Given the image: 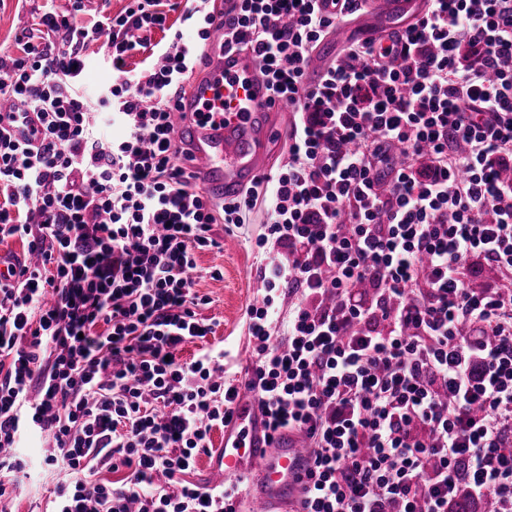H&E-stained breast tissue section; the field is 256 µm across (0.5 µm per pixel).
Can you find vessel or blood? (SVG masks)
<instances>
[{
	"label": "vessel or blood",
	"instance_id": "b4317fda",
	"mask_svg": "<svg viewBox=\"0 0 512 512\" xmlns=\"http://www.w3.org/2000/svg\"><path fill=\"white\" fill-rule=\"evenodd\" d=\"M427 7V0H369L355 23L336 27L333 40L340 50L357 36L388 41L395 34L393 18L415 22ZM272 98L260 61L249 52L225 54L217 49L191 81L175 138L211 200L224 202L240 196L270 168L273 134L282 123L281 107ZM214 106L223 107V115L203 120V113ZM0 126L22 143L38 142L34 114L23 119L14 112L0 114ZM206 469L217 479L244 481L247 499L257 505L258 512H291L308 460L296 435L283 431L268 437L256 393L242 386L233 403L232 420L219 448L208 455Z\"/></svg>",
	"mask_w": 512,
	"mask_h": 512
}]
</instances>
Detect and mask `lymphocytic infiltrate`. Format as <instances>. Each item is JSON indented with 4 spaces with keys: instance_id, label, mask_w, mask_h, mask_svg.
Segmentation results:
<instances>
[{
    "instance_id": "f902f5d3",
    "label": "lymphocytic infiltrate",
    "mask_w": 512,
    "mask_h": 512,
    "mask_svg": "<svg viewBox=\"0 0 512 512\" xmlns=\"http://www.w3.org/2000/svg\"><path fill=\"white\" fill-rule=\"evenodd\" d=\"M164 2L85 25L73 0L0 53V100L43 133L0 127V239L30 254L0 283V512L30 435L58 478L48 512H242L240 485L186 479L232 416L224 354L180 352L212 331L196 251L259 205L243 374L311 461L302 512H512V0H429L313 86L311 52L368 0H199L194 39L155 48ZM217 26L293 114L287 163L228 204L173 136ZM99 42L114 78L89 94ZM2 116V127L6 128L16 139L28 145H36L38 134L34 131L39 129L36 117L31 112L27 114L23 124L18 120L17 112L0 111Z\"/></svg>"
}]
</instances>
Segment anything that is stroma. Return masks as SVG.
Wrapping results in <instances>:
<instances>
[{
  "instance_id": "35a3bbf8",
  "label": "stroma",
  "mask_w": 512,
  "mask_h": 512,
  "mask_svg": "<svg viewBox=\"0 0 512 512\" xmlns=\"http://www.w3.org/2000/svg\"><path fill=\"white\" fill-rule=\"evenodd\" d=\"M68 13L71 0H0V51L17 53L18 37L34 28L43 11ZM266 214L256 209L242 227L231 224L213 225L211 235L217 247L197 251L194 289L207 299L198 306L199 318L211 323L213 331L203 343L186 344L183 358H191L200 348H224L227 378L237 377L250 355L246 308L253 303L261 282L257 263L249 247L252 238L264 233Z\"/></svg>"
}]
</instances>
